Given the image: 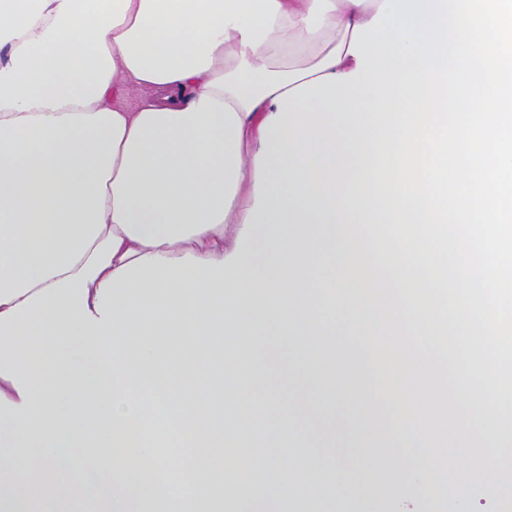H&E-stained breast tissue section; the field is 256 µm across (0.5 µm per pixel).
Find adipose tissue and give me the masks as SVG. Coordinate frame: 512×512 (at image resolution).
<instances>
[{
    "label": "adipose tissue",
    "instance_id": "obj_1",
    "mask_svg": "<svg viewBox=\"0 0 512 512\" xmlns=\"http://www.w3.org/2000/svg\"><path fill=\"white\" fill-rule=\"evenodd\" d=\"M383 2L0 0V512H159L173 476L242 512L225 403L337 379L374 311L416 64ZM484 484L512 512V392Z\"/></svg>",
    "mask_w": 512,
    "mask_h": 512
}]
</instances>
